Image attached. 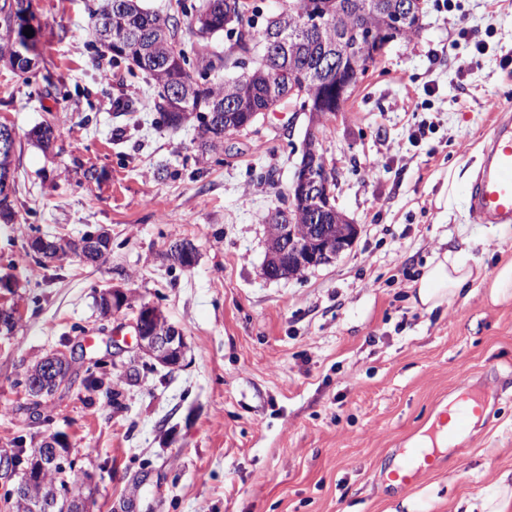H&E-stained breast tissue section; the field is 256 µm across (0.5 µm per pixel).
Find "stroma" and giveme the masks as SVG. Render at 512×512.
<instances>
[{"mask_svg":"<svg viewBox=\"0 0 512 512\" xmlns=\"http://www.w3.org/2000/svg\"><path fill=\"white\" fill-rule=\"evenodd\" d=\"M98 2L32 0L34 66L0 63V122L19 144L0 305L21 312L0 331V451L58 435L93 512H399L408 498L457 512L512 484V301L487 297L512 260V226L476 223L465 193L448 194L449 173L478 172L494 126L512 122L487 107L512 104V0H423L419 37L393 44L320 136L355 244L281 280L263 274L265 224L301 160L306 114L278 108L200 158L197 128H166L153 86L97 41ZM45 121L46 147L31 136ZM101 230L112 247L97 265L67 256L43 269L28 249ZM182 240L197 249L188 268L167 257ZM450 247L481 275L467 301L425 311L411 285ZM112 286L131 306L106 318L95 299ZM144 303L185 336L184 366L141 357L130 322ZM80 348L116 399L87 390L78 362L33 423L28 367ZM463 367L485 395L483 422L416 485H388Z\"/></svg>","mask_w":512,"mask_h":512,"instance_id":"stroma-1","label":"stroma"}]
</instances>
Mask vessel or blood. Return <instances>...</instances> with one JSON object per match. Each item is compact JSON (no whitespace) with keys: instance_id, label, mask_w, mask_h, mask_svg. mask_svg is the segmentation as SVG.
Listing matches in <instances>:
<instances>
[{"instance_id":"vessel-or-blood-1","label":"vessel or blood","mask_w":512,"mask_h":512,"mask_svg":"<svg viewBox=\"0 0 512 512\" xmlns=\"http://www.w3.org/2000/svg\"><path fill=\"white\" fill-rule=\"evenodd\" d=\"M468 201L482 223H512V125L502 123L495 127L483 170L468 191ZM438 460L437 453L405 449L402 465L391 472L390 478L400 486H411Z\"/></svg>"}]
</instances>
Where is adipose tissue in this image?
I'll list each match as a JSON object with an SVG mask.
<instances>
[{
	"mask_svg": "<svg viewBox=\"0 0 512 512\" xmlns=\"http://www.w3.org/2000/svg\"><path fill=\"white\" fill-rule=\"evenodd\" d=\"M479 274L464 251L445 250L422 268L413 301L425 310H435L467 295Z\"/></svg>",
	"mask_w": 512,
	"mask_h": 512,
	"instance_id": "ef3b65f1",
	"label": "adipose tissue"
}]
</instances>
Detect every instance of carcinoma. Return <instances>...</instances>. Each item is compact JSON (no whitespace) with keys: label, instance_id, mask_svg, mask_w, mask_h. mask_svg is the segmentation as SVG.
Instances as JSON below:
<instances>
[{"label":"carcinoma","instance_id":"carcinoma-1","mask_svg":"<svg viewBox=\"0 0 512 512\" xmlns=\"http://www.w3.org/2000/svg\"><path fill=\"white\" fill-rule=\"evenodd\" d=\"M294 9H282L271 15L249 0H206L189 31L197 39L208 41L229 34L242 20L253 33L237 32L228 38L224 55L206 56L203 71L241 70L222 83L200 81L187 63L180 48V21L172 15L165 18L143 8L138 0H103L94 11V26L99 41L112 52V61H127L147 73L158 88L155 108L164 123L173 129L187 123L199 130L201 155L224 150V139L232 134L229 127L249 122L255 112H270L283 103L294 102L291 90L304 92L310 105L322 113L320 122L336 111L332 107V91L338 70L361 69L353 55L336 57V36L342 34L355 44L365 26L379 28L386 23L385 10L373 8L374 0H321L325 13L323 27L309 35L297 32L299 11L308 10L314 0H288ZM31 0L20 6V0H0V62L21 73L30 70L17 52L39 44V27L33 24ZM250 17H245L246 12ZM34 31L23 34L25 27ZM288 34V47L270 41L271 30ZM16 150L0 141V195L8 180L9 168ZM304 224L315 222L322 231L336 234V217L328 214L314 220L309 217L312 206L305 207Z\"/></svg>","mask_w":512,"mask_h":512}]
</instances>
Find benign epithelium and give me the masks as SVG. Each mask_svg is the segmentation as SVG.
Segmentation results:
<instances>
[{"label": "benign epithelium", "mask_w": 512, "mask_h": 512, "mask_svg": "<svg viewBox=\"0 0 512 512\" xmlns=\"http://www.w3.org/2000/svg\"><path fill=\"white\" fill-rule=\"evenodd\" d=\"M389 18L382 31L367 28L361 41L355 46L357 54L365 59V67L371 69L385 54L389 45L397 40V31L412 25L423 26L422 0H399L388 8ZM359 74L349 75L336 83V111H341L357 85ZM317 151L305 155V161L297 166L288 188V209L284 210L287 221L283 224L266 225L268 247L278 246L281 254H291L294 267L303 272L309 268L328 264L338 258L344 251L353 247L358 237V225L350 221L334 204L335 171L328 162H323V171H317ZM309 201L319 213L336 214V223L347 229L334 236H324L320 245L313 249L305 244L297 229L300 218V203ZM76 254L84 263L99 262L110 249L108 236L95 237L91 240L78 241L74 244ZM132 326L135 330L139 351L149 358L170 368L182 366L187 344L185 337L175 327L169 325L158 311L150 304L143 303L136 310ZM71 361L65 351H56L41 359L26 372L29 397L42 396L53 386L59 384L62 375L61 365ZM59 438L49 435L43 438L34 451L40 466L28 470L16 490L17 500L30 512H52L53 503L61 498L67 499L71 512H86V496L74 493L71 489L60 488L42 482V466L49 464L59 469L66 468L69 458L59 448ZM35 483L41 484L38 498L32 499L29 489Z\"/></svg>", "instance_id": "benign-epithelium-1"}]
</instances>
